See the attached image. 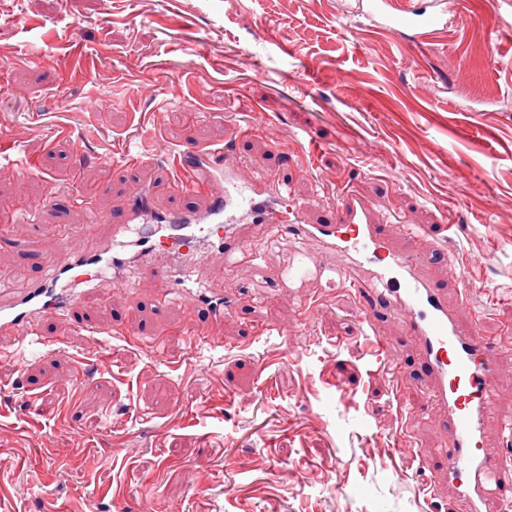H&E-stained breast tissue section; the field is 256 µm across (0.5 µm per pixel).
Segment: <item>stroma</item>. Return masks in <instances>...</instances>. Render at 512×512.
I'll return each mask as SVG.
<instances>
[{
  "label": "stroma",
  "mask_w": 512,
  "mask_h": 512,
  "mask_svg": "<svg viewBox=\"0 0 512 512\" xmlns=\"http://www.w3.org/2000/svg\"><path fill=\"white\" fill-rule=\"evenodd\" d=\"M75 49L90 68L71 64ZM151 112L162 125L145 141ZM1 130L29 166L0 172V212L24 216L0 272L22 279L40 277L51 235L107 234L125 154L158 206L177 203L160 164L189 143L231 146L245 178L272 170L310 200L312 224L347 188L377 223L450 225L425 257L496 344L487 439L512 465L498 423L512 415L511 8L490 24L460 0L421 45L347 0H0ZM269 240L262 303L238 299L213 350L191 352L184 308H157L147 280L89 300V325L48 321L58 352L22 363L0 337V381L35 399L0 393V512H140L146 497L153 512H466L402 316L372 315L401 376L372 371L359 289L288 282V246ZM267 322L276 335L242 346ZM158 324L163 356L125 345L112 377L94 326Z\"/></svg>",
  "instance_id": "1"
}]
</instances>
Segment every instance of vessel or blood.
Instances as JSON below:
<instances>
[{"label":"vessel or blood","mask_w":512,"mask_h":512,"mask_svg":"<svg viewBox=\"0 0 512 512\" xmlns=\"http://www.w3.org/2000/svg\"><path fill=\"white\" fill-rule=\"evenodd\" d=\"M354 7L384 12L395 29L420 28L424 40L448 27L447 9L426 15L412 0H355ZM166 164L183 202L157 209L153 187L133 175L135 156H126L113 170L125 178L128 192L108 240L91 242V227H83L81 246L66 238L55 243L39 279L17 286L0 278L1 336L28 338L35 350L48 351L41 335L45 323L74 316L106 289L146 276L158 304L188 306L192 345L216 346L225 312L224 297L213 291L212 281L235 268H258L269 225L281 224L294 245L290 278L331 287L350 283L357 272L369 304L402 313L418 347L432 407L442 412L450 434L448 484L466 512H488L491 504L512 500V474L485 436L496 394L494 347L474 326L459 321L444 288L423 271L416 254L393 247L391 231L375 223L369 201L344 198L327 222L309 224L308 202L267 172L239 180L223 149L188 146ZM200 193L205 205H191L190 197ZM326 252L341 254L343 265L324 263Z\"/></svg>","instance_id":"b4317fda"}]
</instances>
